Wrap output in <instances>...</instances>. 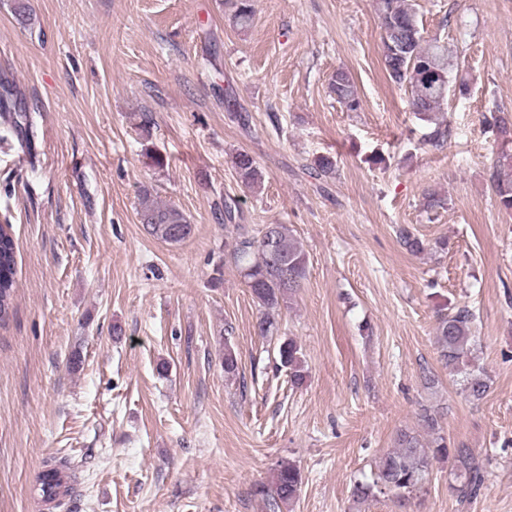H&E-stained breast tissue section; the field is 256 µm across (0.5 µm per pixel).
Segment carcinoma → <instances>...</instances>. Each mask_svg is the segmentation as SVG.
<instances>
[{"label": "carcinoma", "mask_w": 512, "mask_h": 512, "mask_svg": "<svg viewBox=\"0 0 512 512\" xmlns=\"http://www.w3.org/2000/svg\"><path fill=\"white\" fill-rule=\"evenodd\" d=\"M232 20L248 28L254 22L253 0H231ZM383 29L380 53L388 80L407 88L410 109L425 122L430 132L427 141L442 148L452 135L445 116V106L453 87H466L457 81L459 63L457 50L449 42L424 37V28L414 0H376ZM330 95L348 112L361 109V98L352 74L338 69L329 83ZM492 126L500 143V151L490 173L491 186L500 207L512 212V116L503 112L491 115ZM0 124L12 131L26 146L34 139L33 122L22 106L16 85L8 77L0 78ZM234 168L241 185L248 190L261 186L263 174L253 157L239 151L233 157ZM336 161L321 156L309 166L310 174L318 179L330 177ZM138 216L141 224L155 239L170 245L186 240L193 225L177 206L157 200L147 187L140 192ZM237 237L229 253L240 271L243 283L261 311L257 334L272 336L279 331L276 311L289 296L303 286L308 275V256L288 224H260L247 229L235 225ZM10 225H0V324L10 315L16 276L15 243ZM400 245L410 254L427 250L423 240L410 228L397 230ZM475 310L462 306L438 316L436 349L440 363L450 373L466 374L463 391L473 401L483 400L490 390L487 376L471 370L475 343ZM280 367L288 371L292 385L302 386L307 379L301 345L292 337L278 346ZM443 412L433 406H421L419 420L424 433L407 428L397 432L394 448L379 460L371 482L357 481L351 497L360 505L386 490L405 502L413 498L430 480L435 462H448L459 483L451 486L457 497L469 501L477 496L485 481L484 463L466 447H450L442 426ZM302 475L297 464L284 459L277 465L273 482L258 484L254 494L261 497L274 512L292 504L300 495Z\"/></svg>", "instance_id": "cac0c4a2"}]
</instances>
